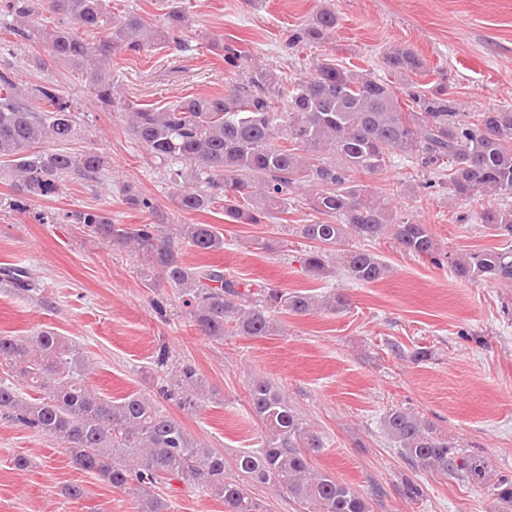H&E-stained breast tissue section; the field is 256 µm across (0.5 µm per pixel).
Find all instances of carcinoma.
I'll use <instances>...</instances> for the list:
<instances>
[{"instance_id": "carcinoma-1", "label": "carcinoma", "mask_w": 512, "mask_h": 512, "mask_svg": "<svg viewBox=\"0 0 512 512\" xmlns=\"http://www.w3.org/2000/svg\"><path fill=\"white\" fill-rule=\"evenodd\" d=\"M162 24L150 27L131 6L112 10V0H0V16L18 24L24 40L46 44L40 67L63 64L85 76L91 96L128 115L132 139L154 158L183 213L207 211L224 202V220L265 224L291 209L294 195L309 187V224L293 228L314 246L303 258L307 272L322 276L338 264L359 284L383 279L387 265L367 249L344 248L350 239L387 238L404 253L450 264L454 276L476 282L512 283V105L460 112L448 93L446 74L425 90L414 82L396 90L393 82L341 65L317 61L313 73L294 79L273 67L251 65L233 42L218 46L224 64L240 76L222 94L188 95L164 111L114 93L112 58L154 46H185L189 6L166 0ZM58 16L52 28L33 20L37 9ZM338 25L336 10L318 9L290 31L286 47H319ZM104 30L98 44L81 30ZM387 71L408 77L425 72L411 48L384 52ZM406 99L400 100V94ZM78 135L70 99L50 85L28 89L15 81L13 65L0 66V166L11 172L14 196L3 205L27 211V202L56 196L69 177L97 179L104 153L89 148L72 153ZM427 173L421 188L430 195L461 199L496 195L503 203L456 217L493 232L501 244L452 257L436 247L430 225L394 210L356 175L381 174L396 157ZM129 207L149 224H118L103 209L71 211L60 217L104 243L143 253L182 300L185 315L201 335L272 336L276 315L306 314L346 307L342 293L323 300L302 290L253 289L209 266L189 268L182 246L200 253L224 249V235L212 224H180L163 236L164 217L153 199L131 183L117 187ZM0 283L34 296L35 279L21 267L0 268ZM90 363L79 345L43 327L29 336L0 335V414L25 428L60 440L70 463L114 489L128 490L136 512H171L181 487L224 502V512H262L245 485L283 488L311 512H371L353 488L321 472L311 457L322 438L298 416L285 394L266 379L249 387V412L260 425L256 447L228 465L224 454L203 446L155 399L131 393L114 400L86 384ZM156 395L193 407L201 386L194 365L159 376ZM388 439L416 471L439 473L471 484H488L494 512H512V481L491 482L487 460L448 440L433 422L404 408L385 412ZM235 470L231 477L227 467Z\"/></svg>"}]
</instances>
